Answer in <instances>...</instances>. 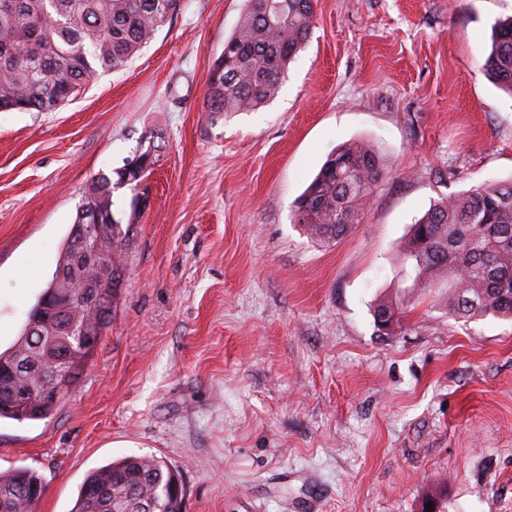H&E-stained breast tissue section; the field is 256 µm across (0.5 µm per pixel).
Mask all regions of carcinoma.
Here are the masks:
<instances>
[{"mask_svg":"<svg viewBox=\"0 0 512 512\" xmlns=\"http://www.w3.org/2000/svg\"><path fill=\"white\" fill-rule=\"evenodd\" d=\"M315 0H246L224 54L210 71L209 112H252L278 91L288 64L306 43ZM181 0H0V111L52 112L65 105L98 71L125 65L156 37L180 9ZM484 70L512 93V17L500 20ZM389 169L366 142L346 143L330 155L294 202L292 218L312 239L330 243L363 221ZM110 225L101 246L118 250L119 224L112 211V180L94 178L75 222L85 213ZM67 236L59 264L68 269L50 280L14 344L0 352V418L44 419L64 397L49 395V370L74 379L92 348L81 329L109 323L112 309L81 307L55 312L66 296L89 291L98 276L93 263L75 264ZM402 257L412 263V287L446 281L448 315L465 322L489 315L512 319V180L484 182L443 196L411 226ZM397 303L374 309L399 322ZM180 473L154 455L128 456L91 471L79 487L72 512H180L170 495ZM44 492L40 476L25 468L0 472V512H34Z\"/></svg>","mask_w":512,"mask_h":512,"instance_id":"carcinoma-1","label":"carcinoma"}]
</instances>
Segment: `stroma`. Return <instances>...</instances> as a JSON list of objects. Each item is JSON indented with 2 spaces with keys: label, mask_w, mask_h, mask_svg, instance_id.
Instances as JSON below:
<instances>
[{
  "label": "stroma",
  "mask_w": 512,
  "mask_h": 512,
  "mask_svg": "<svg viewBox=\"0 0 512 512\" xmlns=\"http://www.w3.org/2000/svg\"><path fill=\"white\" fill-rule=\"evenodd\" d=\"M244 8L182 0L63 107L0 112V350L98 174L122 237L109 324L50 417L0 419V472L41 475L35 512L144 454L179 470L184 512H512V321L450 317L400 252L434 200L512 179V95L483 71L512 0H317L277 94L207 111ZM355 140L391 175L315 241L291 207ZM382 298L405 308L388 330Z\"/></svg>",
  "instance_id": "obj_1"
}]
</instances>
